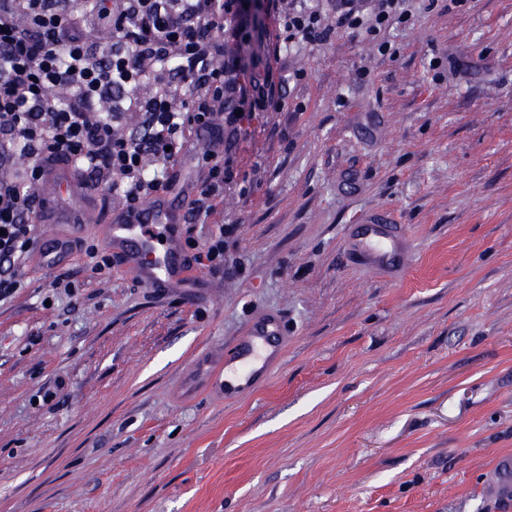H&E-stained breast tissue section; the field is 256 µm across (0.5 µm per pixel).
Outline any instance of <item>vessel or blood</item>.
I'll return each instance as SVG.
<instances>
[{
	"instance_id": "1",
	"label": "vessel or blood",
	"mask_w": 512,
	"mask_h": 512,
	"mask_svg": "<svg viewBox=\"0 0 512 512\" xmlns=\"http://www.w3.org/2000/svg\"><path fill=\"white\" fill-rule=\"evenodd\" d=\"M79 184L69 166L53 165L45 187L47 196L77 195ZM81 218L95 225L105 239L114 260L144 287L157 293L173 288L196 287L188 256L179 233L181 212L168 200L134 211L118 209L107 217L95 211H81ZM400 233L390 216L374 213L361 222L360 250L379 265L406 266L399 247ZM65 239L46 235L41 240L40 263L52 267L66 260ZM288 346V327L278 315L255 320L217 364L196 361L189 382L203 381L206 391L222 399H236L253 392L259 382L279 365Z\"/></svg>"
}]
</instances>
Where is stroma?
<instances>
[{
  "label": "stroma",
  "mask_w": 512,
  "mask_h": 512,
  "mask_svg": "<svg viewBox=\"0 0 512 512\" xmlns=\"http://www.w3.org/2000/svg\"><path fill=\"white\" fill-rule=\"evenodd\" d=\"M407 6L389 55L349 31L282 45L287 111L182 225L237 227L241 271L204 272L203 300L95 272V227L43 224L73 249L0 303V512H512V0ZM377 211L411 244L405 278L350 254ZM268 312L288 350L262 386L177 397Z\"/></svg>",
  "instance_id": "35a3bbf8"
}]
</instances>
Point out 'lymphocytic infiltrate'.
<instances>
[{
	"instance_id": "f902f5d3",
	"label": "lymphocytic infiltrate",
	"mask_w": 512,
	"mask_h": 512,
	"mask_svg": "<svg viewBox=\"0 0 512 512\" xmlns=\"http://www.w3.org/2000/svg\"><path fill=\"white\" fill-rule=\"evenodd\" d=\"M336 27L377 35L390 21L408 22L405 0H333ZM280 0L265 8L279 11ZM257 0H0V169L16 157L21 173L0 178V301L21 288L19 271L38 247L31 224L33 186L52 162L108 184L126 208L167 188L145 159L175 162L192 138H207L204 172L187 213H209L237 176L232 146L245 122L285 107L271 68L247 64L245 51L264 37ZM280 13L286 41H323L320 11L295 4ZM110 23L112 42L89 36V21ZM152 81L144 96L140 87ZM62 89L67 99L54 92ZM140 113L142 131L124 134L127 111ZM234 225H216L205 245L186 239L194 264L227 269L224 241Z\"/></svg>"
}]
</instances>
